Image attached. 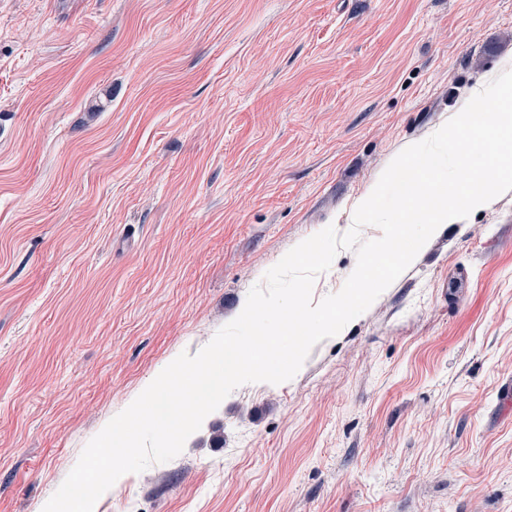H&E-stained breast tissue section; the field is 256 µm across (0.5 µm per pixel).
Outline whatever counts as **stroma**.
Segmentation results:
<instances>
[{
  "mask_svg": "<svg viewBox=\"0 0 512 512\" xmlns=\"http://www.w3.org/2000/svg\"><path fill=\"white\" fill-rule=\"evenodd\" d=\"M505 65L512 0H0V512ZM510 379L512 191L94 512H512Z\"/></svg>",
  "mask_w": 512,
  "mask_h": 512,
  "instance_id": "stroma-1",
  "label": "stroma"
}]
</instances>
